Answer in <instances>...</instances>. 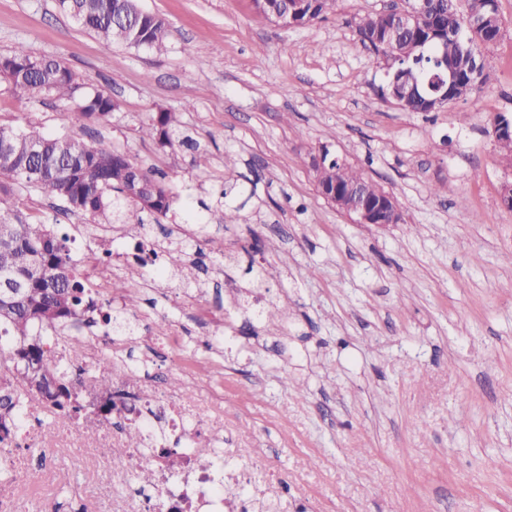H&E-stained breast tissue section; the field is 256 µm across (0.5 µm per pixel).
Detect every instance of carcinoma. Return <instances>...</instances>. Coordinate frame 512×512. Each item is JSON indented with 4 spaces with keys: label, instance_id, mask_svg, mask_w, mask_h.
I'll list each match as a JSON object with an SVG mask.
<instances>
[{
    "label": "carcinoma",
    "instance_id": "cac0c4a2",
    "mask_svg": "<svg viewBox=\"0 0 512 512\" xmlns=\"http://www.w3.org/2000/svg\"><path fill=\"white\" fill-rule=\"evenodd\" d=\"M337 0H254L267 18L288 5V25L304 26L326 16ZM415 11V23L395 27L394 16L372 12L355 19L361 43L382 55L387 71L401 70L406 85H417L420 97L400 101L405 112H427L423 100L432 96L433 79L448 68L457 82L448 100L464 98L486 82L477 67L481 47L497 42L503 32L498 0H405ZM57 9L72 17L105 45L166 51L171 32L157 14L138 9L135 0H56ZM487 20L468 32L467 43L448 38V30L465 29L473 15ZM0 76L9 88L32 97H52L75 103L72 119L106 123L119 103L85 83L61 61L35 56L19 45L0 55ZM141 138L160 149L197 150L199 143L184 133L178 113L162 111L139 129ZM302 158L313 172L318 192L333 191L336 182L359 187L374 198L377 183L329 153L321 165ZM173 180L136 165L118 149L85 142L70 134L48 135L32 125L0 126V200L44 194L64 200L68 211L87 220L130 226L131 238L140 235L144 217L166 215L173 202ZM136 223L129 224L128 207ZM0 273L24 282L21 295L0 297V444L16 436L24 411L35 405L51 409L56 425L66 427L80 417L83 406L72 396L64 369L52 359L47 344L68 328L78 329L95 316L99 326L117 332L118 316L94 300L75 269L68 234L48 224L31 222L17 207L0 206Z\"/></svg>",
    "mask_w": 512,
    "mask_h": 512
}]
</instances>
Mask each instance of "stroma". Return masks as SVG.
I'll return each instance as SVG.
<instances>
[{
	"instance_id": "stroma-1",
	"label": "stroma",
	"mask_w": 512,
	"mask_h": 512,
	"mask_svg": "<svg viewBox=\"0 0 512 512\" xmlns=\"http://www.w3.org/2000/svg\"><path fill=\"white\" fill-rule=\"evenodd\" d=\"M498 3L487 82L424 114L381 97L384 63L352 23L390 0H338L294 27L253 0H140L170 26L160 54L103 45L55 0H0V54L22 44L59 58L120 104L83 127L67 118L73 102L0 81V124L64 130L176 174L169 212L144 227L154 247L183 246L172 224L223 239V255L189 249L161 278L148 266L119 273L139 286L116 341L180 324L154 343L162 382L187 365L192 394L223 389L225 447L261 446L269 471L288 476L289 512H512V209L501 200L512 162L492 135L496 115L512 116V0ZM163 110L179 113L198 151L140 138ZM323 145L390 192L401 223L356 224L329 205L300 162ZM225 185L234 224L210 210ZM18 206L81 249L132 250L126 232L104 240L58 200ZM280 303L278 326L254 318ZM45 455L59 502L115 497L111 469Z\"/></svg>"
}]
</instances>
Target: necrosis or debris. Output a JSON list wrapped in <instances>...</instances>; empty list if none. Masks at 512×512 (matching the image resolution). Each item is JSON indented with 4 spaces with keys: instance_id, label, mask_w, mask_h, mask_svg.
Returning a JSON list of instances; mask_svg holds the SVG:
<instances>
[{
    "instance_id": "obj_1",
    "label": "necrosis or debris",
    "mask_w": 512,
    "mask_h": 512,
    "mask_svg": "<svg viewBox=\"0 0 512 512\" xmlns=\"http://www.w3.org/2000/svg\"><path fill=\"white\" fill-rule=\"evenodd\" d=\"M127 359L106 333L92 331L78 361L68 362L71 382H79L89 373L107 374L112 378L114 411L109 418L100 419V445L111 448L120 458L112 471L115 484L130 485L132 477L143 468L153 469L152 489L134 491L125 496L120 512H257V503L245 489L254 472L262 470L258 448H237L234 466L216 464L199 468L185 462L179 476H171L168 460L161 448L171 439L189 443L218 444L224 440L223 426L211 420L224 410L222 397L206 403L191 400L181 391H162L155 400H146L145 390L130 384L125 376ZM135 418L154 441L148 448H124L118 442L128 418ZM0 459L10 465V473L0 479V512H14L16 498L42 479L50 477L49 467L35 460L31 453L16 456L0 448Z\"/></svg>"
}]
</instances>
